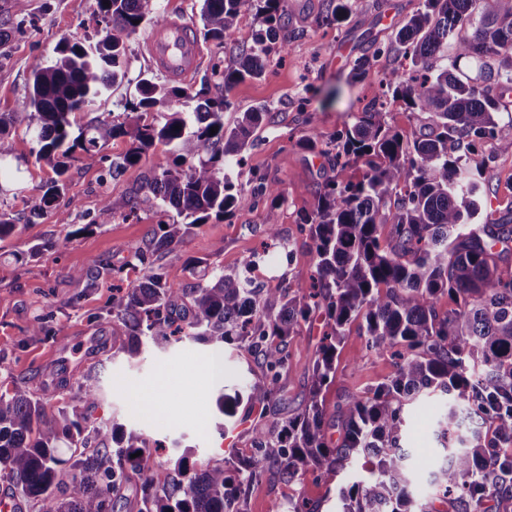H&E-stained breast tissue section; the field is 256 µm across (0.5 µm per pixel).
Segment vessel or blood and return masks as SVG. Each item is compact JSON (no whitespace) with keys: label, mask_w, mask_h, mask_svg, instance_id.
<instances>
[{"label":"vessel or blood","mask_w":512,"mask_h":512,"mask_svg":"<svg viewBox=\"0 0 512 512\" xmlns=\"http://www.w3.org/2000/svg\"><path fill=\"white\" fill-rule=\"evenodd\" d=\"M146 45L157 69L170 81L189 83L202 64L199 43L180 18H167L149 32Z\"/></svg>","instance_id":"1"}]
</instances>
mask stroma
Segmentation results:
<instances>
[{
	"instance_id": "obj_1",
	"label": "stroma",
	"mask_w": 512,
	"mask_h": 512,
	"mask_svg": "<svg viewBox=\"0 0 512 512\" xmlns=\"http://www.w3.org/2000/svg\"><path fill=\"white\" fill-rule=\"evenodd\" d=\"M321 4L322 0H285L298 38L286 51L271 52L268 77L244 81L230 92L225 124L236 123L242 112L261 103L270 108L274 120L256 130L245 164L230 171L238 188L233 213L211 216L176 252L157 256L169 283L194 288L206 284L216 269L238 268L245 257L262 251L263 229L269 222L277 225L283 245L272 262L254 271L255 287H269L281 275L290 282L308 281L315 260L299 215L311 208L331 171L323 158L302 149L300 142L314 134L325 139L337 134L362 110L377 89L378 76L393 65L384 50L395 25L415 14L422 0H352L347 20L337 28L317 26ZM261 27L254 9L247 6L230 43L201 42L203 63L191 88L207 83L211 96H219L213 68L230 66L233 45L252 43ZM101 29L98 0H0V30L6 33L0 41V113L14 115V152L0 162V209L18 224L12 236L0 240V395L24 386L38 396L60 370H67L73 382L94 371L99 379L94 419L116 420L149 441L162 442V450L149 461L161 480L182 448H190L191 459L201 463L229 452L247 456L255 425L298 414L307 402L324 322L300 324L288 348L279 402L268 408L241 404L234 422L222 432L217 429L215 405L220 386L251 384L263 376L246 352L219 356L213 346L188 340L149 346L136 358L119 352L120 330L106 311L113 296L144 273L142 267L128 265L130 250L149 244L160 225L176 221L178 215L150 200L141 202L135 213H119L111 223L100 224L98 210L103 197L131 196L151 171L173 166L179 150L156 144L140 163L114 179L109 163L127 151L129 139L113 138L100 147L99 163L70 160L62 198L55 208L42 212L36 208L40 188L55 173L51 165L37 160V145L28 132L32 119L20 108L32 69L53 58L62 37L92 44L101 37ZM366 54L372 57L369 77L347 83L356 61ZM336 84L342 94L334 99L327 91ZM490 155L495 158L490 173L493 212L499 216L512 209V153L499 152L496 139L480 140L476 158ZM259 176L279 188L283 205L272 209L253 196V181ZM64 236L70 239L65 249H50V242ZM37 244L43 245V252L31 255ZM96 261L102 268L92 281L88 270ZM38 321L45 335H28V328ZM22 335L27 338L23 344L18 341ZM392 372L389 354L367 350L364 337L350 332L326 400L332 405L344 402ZM445 411L439 400L417 401L409 409L406 446L413 465L412 490L421 504L434 502L439 495L435 477L447 452L438 438V419ZM228 436L235 442L229 452L224 449ZM340 482L339 476L313 473L291 485L265 479L252 487L247 512H270L274 502L291 494L320 504L321 512H335Z\"/></svg>"
}]
</instances>
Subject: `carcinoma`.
Wrapping results in <instances>:
<instances>
[{
    "label": "carcinoma",
    "instance_id": "carcinoma-1",
    "mask_svg": "<svg viewBox=\"0 0 512 512\" xmlns=\"http://www.w3.org/2000/svg\"><path fill=\"white\" fill-rule=\"evenodd\" d=\"M98 2L102 37L93 45L61 40L54 59L32 70L20 103L36 120L37 159L56 173L42 188L38 208L49 209L62 196L66 160L77 150L91 165L100 161V143L129 137L126 153L112 161L115 178L155 144H174L179 161L154 171L140 187L182 217L160 228L154 243V252L172 253L210 213L232 212L236 186L224 170L242 165L255 131L273 115L257 106L226 126L229 93L240 82L263 78L272 50L296 32L284 0H201L206 39H231L247 4L263 24L251 45L235 46L232 65L213 69L224 95L140 75L119 115L103 112L73 137L70 116L128 78L127 41L141 24L163 20L159 0ZM349 13L350 0H328L317 24L338 26ZM388 53L396 67L377 79V93L353 122L327 141L318 135L303 141L333 171L300 218L315 255L309 281L251 287L247 273L281 245L278 228L269 224L262 252L246 257L238 270L215 271L209 284L196 288L169 284L162 267L142 247L133 248L132 260L146 271L112 300L109 311L125 334L120 349L131 358L150 343L185 338L219 351L233 346L253 357L263 370L261 380L244 393L218 391L216 408L225 422L244 400L266 407L278 399L288 344L300 322L324 317L302 412L255 429L248 457L229 455L198 468L186 450L160 481L148 466L151 449L162 448L160 443L152 447L114 421L90 422L99 389L95 372L82 376L72 404L51 415L44 403L67 380L45 387L41 398L17 387L0 395V479L19 501L39 505V512H113L112 495L134 472L141 480L137 512H246L250 487L268 475L292 483L309 471L349 473L361 463L368 476L340 488L337 512H433L413 496L404 440L407 406L440 393L449 399L439 421L441 438L451 442L452 431L465 424L470 436L449 452L436 477L439 502L452 512H503L498 491L512 490V275L498 272L494 256L496 245L512 242V215L474 222L491 193L486 174L495 157L473 168L470 155L486 137L512 153V134L495 120L500 100L512 89V0H423L417 13L395 26ZM463 59L474 60L475 71L462 70ZM392 100L426 113L429 131L409 137L395 130L388 121ZM159 109L165 110L162 122L144 121V114ZM10 123L11 116L1 112L0 162L13 153ZM253 191L273 207L283 199L263 177ZM138 200L137 194L103 198L97 223H110L119 211L135 212ZM444 296L455 307L441 310ZM355 321L369 350L390 353L394 372L332 407L323 392ZM486 420L495 424L490 437L479 429ZM63 448L69 457H61ZM68 475L75 482L70 494ZM319 509L291 496L272 512Z\"/></svg>",
    "mask_w": 512,
    "mask_h": 512
}]
</instances>
